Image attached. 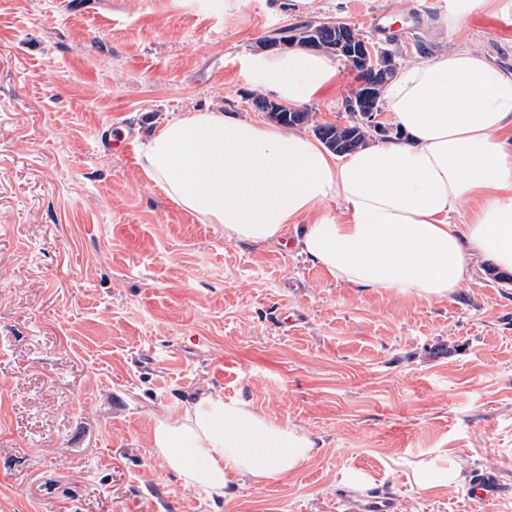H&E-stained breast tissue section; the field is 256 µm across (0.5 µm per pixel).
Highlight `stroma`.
<instances>
[{"mask_svg": "<svg viewBox=\"0 0 512 512\" xmlns=\"http://www.w3.org/2000/svg\"><path fill=\"white\" fill-rule=\"evenodd\" d=\"M448 0H0V512H512V274L471 263L446 297L333 280L287 229L227 240L137 160L166 119L255 110L243 62L270 31L345 22L405 64L469 48L512 70V16L457 31ZM307 109L346 121L357 86ZM129 139L102 148L107 130ZM295 322L282 328L281 314ZM207 393L304 431L287 480L223 499L151 452L156 417ZM452 467L418 488L412 466ZM502 493L474 502L475 475Z\"/></svg>", "mask_w": 512, "mask_h": 512, "instance_id": "stroma-1", "label": "stroma"}]
</instances>
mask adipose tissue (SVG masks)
Here are the masks:
<instances>
[{
    "label": "adipose tissue",
    "instance_id": "adipose-tissue-1",
    "mask_svg": "<svg viewBox=\"0 0 512 512\" xmlns=\"http://www.w3.org/2000/svg\"><path fill=\"white\" fill-rule=\"evenodd\" d=\"M252 85L288 104L323 97L338 71L297 48L245 62ZM384 101L403 137L336 157L297 131L219 109L184 112L140 145L166 199L235 242L297 247L333 279L404 296H447L470 261L512 271V71L468 49L403 68ZM339 201V212L325 209ZM152 452L187 486L221 499L239 477L263 485L315 451L304 432L247 402L202 395L156 418Z\"/></svg>",
    "mask_w": 512,
    "mask_h": 512
}]
</instances>
